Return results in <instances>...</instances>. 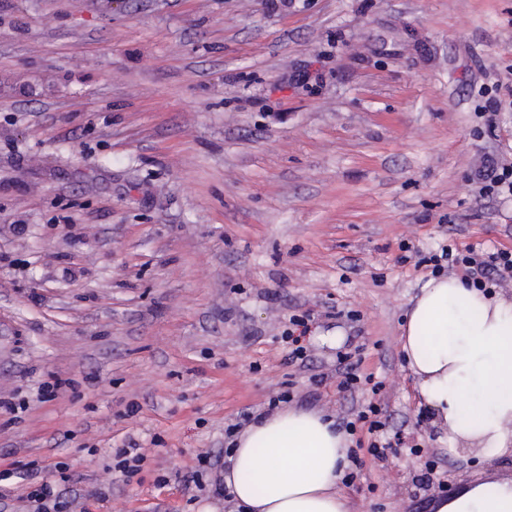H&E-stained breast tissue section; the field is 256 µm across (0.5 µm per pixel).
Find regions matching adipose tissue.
I'll return each instance as SVG.
<instances>
[{
  "instance_id": "1",
  "label": "adipose tissue",
  "mask_w": 512,
  "mask_h": 512,
  "mask_svg": "<svg viewBox=\"0 0 512 512\" xmlns=\"http://www.w3.org/2000/svg\"><path fill=\"white\" fill-rule=\"evenodd\" d=\"M401 350L449 450L512 453V300L429 278L402 327ZM348 440L318 410L285 404L241 431L224 468L235 512H350L338 485ZM433 512H512V479L479 478Z\"/></svg>"
}]
</instances>
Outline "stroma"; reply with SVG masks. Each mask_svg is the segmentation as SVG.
<instances>
[{
  "mask_svg": "<svg viewBox=\"0 0 512 512\" xmlns=\"http://www.w3.org/2000/svg\"><path fill=\"white\" fill-rule=\"evenodd\" d=\"M493 130L476 114L485 89ZM512 0H0V472L87 512H229L188 493L224 429L289 390L334 418L338 351L382 380L384 459L350 512H430L512 456H455L401 324L448 242L512 249ZM310 318L306 366L280 339ZM341 330L340 347L318 341ZM61 381L55 399L39 389ZM146 455L96 496L128 440ZM479 194L484 199L493 200L502 196H512V163L497 162L494 172L482 180Z\"/></svg>",
  "mask_w": 512,
  "mask_h": 512,
  "instance_id": "1",
  "label": "stroma"
}]
</instances>
